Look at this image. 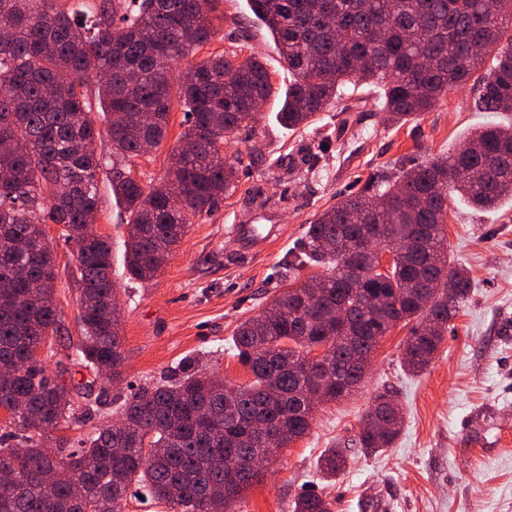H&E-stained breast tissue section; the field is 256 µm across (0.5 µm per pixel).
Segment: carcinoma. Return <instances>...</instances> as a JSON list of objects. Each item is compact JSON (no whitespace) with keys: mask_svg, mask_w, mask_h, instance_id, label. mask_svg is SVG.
Masks as SVG:
<instances>
[{"mask_svg":"<svg viewBox=\"0 0 512 512\" xmlns=\"http://www.w3.org/2000/svg\"><path fill=\"white\" fill-rule=\"evenodd\" d=\"M219 0H100L92 14L72 0H0V411L16 429L0 435V512H123L132 486L171 512H231L266 471L245 468L254 423L279 436L274 454L309 433L315 390L326 403L362 384L371 353L390 329L410 326L404 367L423 372L472 279L448 261V202L476 210L512 201V124L477 129L453 153L411 167L375 192L348 195L317 215L288 262L322 265L319 293L305 286L275 297L242 322L233 338L250 383L233 385L187 361L121 405L123 421L98 428L74 448H44L62 424L81 427L77 386L51 374L61 315L53 301L56 259L44 227L56 224L76 244L80 342L75 360L112 381L124 356L115 312L112 243L93 231L100 209L98 107L112 148V194L127 213L129 278L148 281L190 224L236 188L235 165L215 156L224 136L256 122V102L273 94L253 54H212L170 84L172 62L210 42L223 16ZM273 38L292 79L277 118L288 130L307 126L348 85L375 87L394 124L431 111L465 85L500 50L480 78L479 106L512 112V0H248ZM100 77L91 97L85 79ZM184 112L188 150L174 148L160 182L145 187L128 162L156 148L173 103ZM176 189L182 205L171 202ZM373 239L370 250L358 240ZM398 254L379 270L375 251ZM48 347L46 357L37 353ZM314 349L320 365L296 369ZM393 392L378 393L365 415L360 445L389 448L402 425ZM334 476L341 448L319 458ZM53 481L46 483L43 476ZM318 494H302L293 512H331Z\"/></svg>","mask_w":512,"mask_h":512,"instance_id":"cac0c4a2","label":"carcinoma"}]
</instances>
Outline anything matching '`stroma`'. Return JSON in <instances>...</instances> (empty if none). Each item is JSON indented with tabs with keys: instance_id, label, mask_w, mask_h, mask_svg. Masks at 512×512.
I'll return each instance as SVG.
<instances>
[{
	"instance_id": "stroma-1",
	"label": "stroma",
	"mask_w": 512,
	"mask_h": 512,
	"mask_svg": "<svg viewBox=\"0 0 512 512\" xmlns=\"http://www.w3.org/2000/svg\"><path fill=\"white\" fill-rule=\"evenodd\" d=\"M220 9L217 35L196 50L194 60L231 50L256 54L275 94L253 127L220 146L237 165L236 190L211 216L195 219L150 281L132 280L126 272V213L112 194L109 171L100 170L104 205L94 229L112 242L124 376L106 389L98 375L67 361L72 376L90 384L75 396V407L102 394L110 404L82 430L54 431L48 447L75 446L80 432L111 424L118 404L186 358L226 382H249L233 351L236 328L287 290L288 256L319 213L346 195L448 155L484 124L512 123V112L479 110L470 82L401 126L388 122L370 99L348 113L331 106L315 124L287 130L277 113L289 76L272 37L246 0H223ZM185 128L181 108H173L164 140L138 161L142 184L163 176ZM258 220L274 225L277 239L265 251L243 253L229 227ZM47 230L57 257L54 302L63 320L55 346L63 354L81 335L76 246L61 237L59 226ZM445 230L450 262L468 268L473 288L428 369L419 375L404 370L408 329L396 325L373 351L361 388L319 407L310 432L276 453L271 473L245 492L235 512H291L292 500L307 493L330 500L333 512H512V204L478 211L453 199ZM387 388L398 395L404 423L393 447L368 455L359 446L363 417ZM334 444L346 451L347 465L326 478L317 460Z\"/></svg>"
}]
</instances>
